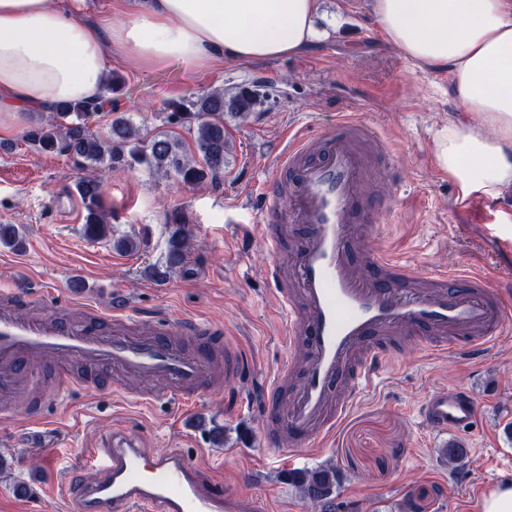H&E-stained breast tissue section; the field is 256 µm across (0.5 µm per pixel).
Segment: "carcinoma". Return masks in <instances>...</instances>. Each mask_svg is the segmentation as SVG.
<instances>
[{"label": "carcinoma", "instance_id": "1", "mask_svg": "<svg viewBox=\"0 0 512 512\" xmlns=\"http://www.w3.org/2000/svg\"><path fill=\"white\" fill-rule=\"evenodd\" d=\"M268 98L269 93L264 90L241 88L231 93L215 90L177 104L167 121L193 129V156L176 136L159 132L148 138L123 114L112 119L108 134L96 135L85 120L97 108L83 103H60L47 115L39 113L25 128L22 139L37 151L70 157L75 167L83 172L76 183V191L85 210L84 235L91 240H102L112 233L104 206L105 173L138 165L173 175L186 187H196L208 180L215 182L224 173L231 151L224 133V113L245 119ZM171 223L178 228L169 240L165 269L156 267L151 271L157 279L166 277L182 263L188 245L187 236L180 228L182 220L175 216ZM0 244L16 249L22 246L14 225L0 224ZM288 480L305 498L322 505L323 512H336L333 502L336 470L323 468L290 473Z\"/></svg>", "mask_w": 512, "mask_h": 512}]
</instances>
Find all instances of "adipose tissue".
Listing matches in <instances>:
<instances>
[{
    "label": "adipose tissue",
    "mask_w": 512,
    "mask_h": 512,
    "mask_svg": "<svg viewBox=\"0 0 512 512\" xmlns=\"http://www.w3.org/2000/svg\"><path fill=\"white\" fill-rule=\"evenodd\" d=\"M318 0H146L131 20L92 23L78 5L0 0V112L99 103L111 51L138 65H205L302 53ZM389 43L416 66L448 72L460 115L433 140L460 198L512 188V0H373Z\"/></svg>",
    "instance_id": "1"
}]
</instances>
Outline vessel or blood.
Instances as JSON below:
<instances>
[{
	"mask_svg": "<svg viewBox=\"0 0 512 512\" xmlns=\"http://www.w3.org/2000/svg\"><path fill=\"white\" fill-rule=\"evenodd\" d=\"M396 167L387 139L348 114L318 133L292 127L281 138L260 192L273 253L270 292L285 325L279 341L288 349L263 385L269 444L325 446L373 388L400 337L478 362L512 326V286L492 279L487 266L446 267L423 278L387 251L364 252L357 232L379 222L387 200L362 188L375 170ZM0 295V409L27 405L35 422H45L57 403L50 392L29 400L41 369L61 375L72 361L159 383L183 412L251 372V353L226 342L223 327L192 316L145 315L121 294L105 307L87 297L68 300L51 318L23 311L41 299L40 290L19 285ZM186 336L198 337L196 350L183 348ZM418 414L429 430L456 435L475 422L478 405L470 390L443 388ZM86 456L92 478L62 491L73 512H274L267 497L203 480L206 461L154 452L127 430L112 432Z\"/></svg>",
	"mask_w": 512,
	"mask_h": 512,
	"instance_id": "obj_1",
	"label": "vessel or blood"
}]
</instances>
